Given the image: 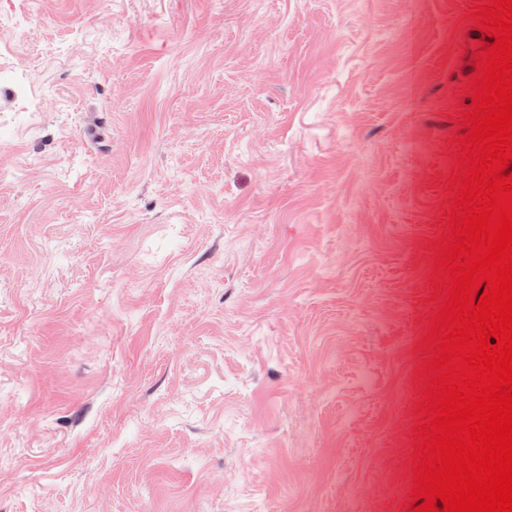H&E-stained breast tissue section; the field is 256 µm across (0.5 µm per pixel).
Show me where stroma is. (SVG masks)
I'll list each match as a JSON object with an SVG mask.
<instances>
[{"label": "stroma", "instance_id": "35a3bbf8", "mask_svg": "<svg viewBox=\"0 0 512 512\" xmlns=\"http://www.w3.org/2000/svg\"><path fill=\"white\" fill-rule=\"evenodd\" d=\"M478 2L0 0V512H397ZM474 23L464 25L455 39V71L463 77L474 73L471 64L474 63L476 50H483V47H477L478 37L481 33L474 30Z\"/></svg>", "mask_w": 512, "mask_h": 512}]
</instances>
